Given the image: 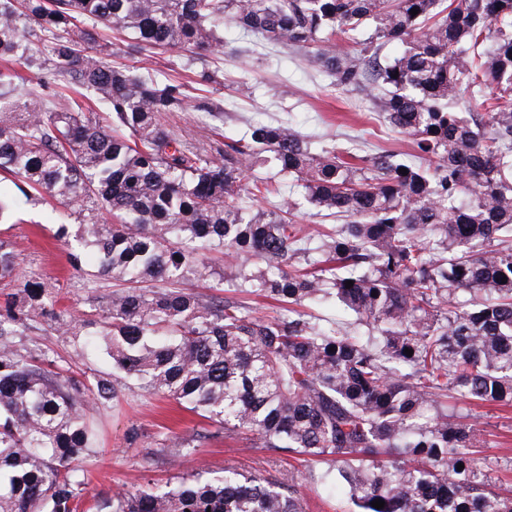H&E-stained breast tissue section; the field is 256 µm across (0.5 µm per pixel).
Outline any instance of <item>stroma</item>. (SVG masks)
I'll use <instances>...</instances> for the list:
<instances>
[{
	"instance_id": "1",
	"label": "stroma",
	"mask_w": 512,
	"mask_h": 512,
	"mask_svg": "<svg viewBox=\"0 0 512 512\" xmlns=\"http://www.w3.org/2000/svg\"><path fill=\"white\" fill-rule=\"evenodd\" d=\"M224 47V57L190 67L175 50L152 59L160 74L185 82L190 97L208 96L225 108L220 122L192 107L168 114L167 123L186 139L210 147L224 137L241 136L251 123L286 122L318 141L342 144L362 155L379 146L405 149L403 135L374 120V103L366 93L338 89L318 64L290 50L254 45L229 23L224 26ZM205 70L215 74L214 83L198 84ZM0 195L21 198L9 180L0 182ZM21 200V208L0 219V241L13 247L23 269L35 273L75 316L91 313L93 299L111 294L114 285L98 276L90 260L72 266L56 231L60 221L74 223V216L65 215L54 200L33 196ZM18 344L30 351L52 350L58 363L71 368L75 376L90 381L111 378L118 391L111 408L93 414L100 429L99 447L96 456L82 464L88 478L82 512H103L104 500L134 484L162 485L175 475L202 468L219 471L232 465L244 472L276 476L300 463L295 454L255 448L247 441L211 433L210 423L197 414L159 397L142 396L113 371L104 355L81 352L69 338L40 327L27 331ZM464 410L487 435L491 466L500 473L512 468V407L473 403ZM198 431L209 434L198 447L177 457L164 452L169 437Z\"/></svg>"
}]
</instances>
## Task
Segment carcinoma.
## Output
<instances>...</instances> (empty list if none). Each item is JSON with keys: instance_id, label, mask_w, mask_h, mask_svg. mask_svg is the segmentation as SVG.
Here are the masks:
<instances>
[{"instance_id": "1", "label": "carcinoma", "mask_w": 512, "mask_h": 512, "mask_svg": "<svg viewBox=\"0 0 512 512\" xmlns=\"http://www.w3.org/2000/svg\"><path fill=\"white\" fill-rule=\"evenodd\" d=\"M226 19L367 89L411 151L357 156L282 123L225 138L217 156L183 139L161 119L188 107L185 84L112 57L165 48L190 66L224 54ZM98 24L128 38L101 42ZM46 36L64 104L18 95L0 72V174L82 216L59 235L117 289L82 324L0 242V279L19 282L0 302V512H78L90 410L117 397L106 378L84 384L18 348L44 324L226 436L328 464L305 478L343 489L355 512H512L486 436L448 417L450 397L512 405V0H0L1 60L41 64ZM390 43L402 52L383 61ZM270 158L339 223L305 236L281 186L242 183ZM214 281L282 311L186 287ZM319 300L355 326L304 311ZM108 508L307 512L294 472L232 468L137 486Z\"/></svg>"}]
</instances>
